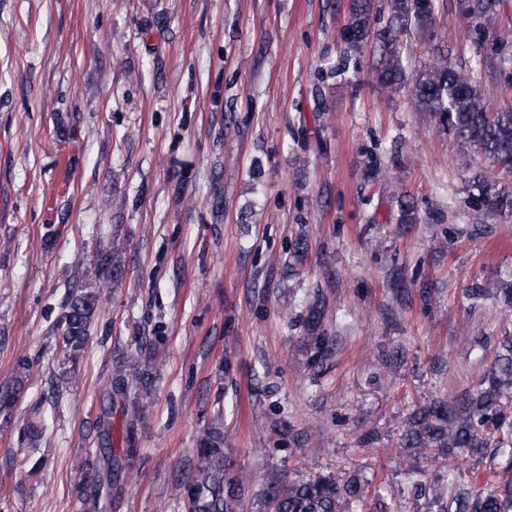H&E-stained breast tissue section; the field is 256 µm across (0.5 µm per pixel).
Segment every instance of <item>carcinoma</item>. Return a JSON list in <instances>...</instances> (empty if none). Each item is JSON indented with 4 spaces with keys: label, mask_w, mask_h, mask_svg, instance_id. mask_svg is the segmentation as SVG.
Wrapping results in <instances>:
<instances>
[{
    "label": "carcinoma",
    "mask_w": 512,
    "mask_h": 512,
    "mask_svg": "<svg viewBox=\"0 0 512 512\" xmlns=\"http://www.w3.org/2000/svg\"><path fill=\"white\" fill-rule=\"evenodd\" d=\"M441 0H389L391 20L377 35L379 59L375 66L377 84L387 92L401 88L404 78V46L398 34H420L440 7ZM375 0H350L343 37L344 51L331 64V74L343 75L370 36ZM479 18L495 23L491 6L482 0H460L459 20ZM483 60L473 54L464 66L454 65L448 56H432L418 81L411 99L417 112H428L460 139L470 151L506 170L512 169V104L494 107L485 89L476 79ZM479 205L499 213H512V192L482 191ZM125 270L124 247L112 245L101 254L98 271L103 282L118 283ZM99 305L93 292H71L58 323L63 352L77 355L88 336ZM325 307L322 293L315 294L306 319L307 331L317 343ZM139 355L132 354L126 367L116 371L109 382V392L124 393L129 376L144 375L128 368L136 365ZM512 338L501 343L493 366L485 371L478 385L451 399H436L414 408L404 419L397 442V455L416 463L411 476L414 483L424 468L419 461H446L463 454L467 458L486 456L505 458L503 470L489 468L486 486L476 487L465 473L454 474L453 495L441 503L439 512H512ZM246 475L224 455V435L212 426L199 441L196 462L190 473L174 487L175 498L183 512H239ZM112 492V469L96 470L89 476L85 495L98 504ZM364 480L355 474L339 478L333 472L316 473L292 480L278 470L266 475L257 512H357L366 505Z\"/></svg>",
    "instance_id": "carcinoma-1"
}]
</instances>
